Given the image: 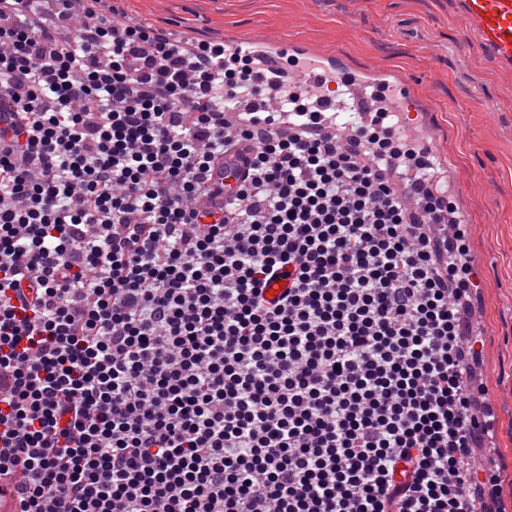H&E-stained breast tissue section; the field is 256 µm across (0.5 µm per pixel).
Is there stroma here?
I'll return each instance as SVG.
<instances>
[{"label": "stroma", "mask_w": 512, "mask_h": 512, "mask_svg": "<svg viewBox=\"0 0 512 512\" xmlns=\"http://www.w3.org/2000/svg\"><path fill=\"white\" fill-rule=\"evenodd\" d=\"M123 19L214 46L261 35L341 55L351 69L410 83L422 133L456 211L479 281L473 302L479 374L495 415L472 458L493 467L499 512H512V70L477 49L452 21L451 0H116Z\"/></svg>", "instance_id": "35a3bbf8"}]
</instances>
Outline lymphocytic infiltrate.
<instances>
[{
    "instance_id": "1",
    "label": "lymphocytic infiltrate",
    "mask_w": 512,
    "mask_h": 512,
    "mask_svg": "<svg viewBox=\"0 0 512 512\" xmlns=\"http://www.w3.org/2000/svg\"><path fill=\"white\" fill-rule=\"evenodd\" d=\"M0 0V478L22 512H473L491 419L465 232L427 150L323 86ZM236 155L234 186L213 169ZM286 286L268 296L276 281Z\"/></svg>"
}]
</instances>
